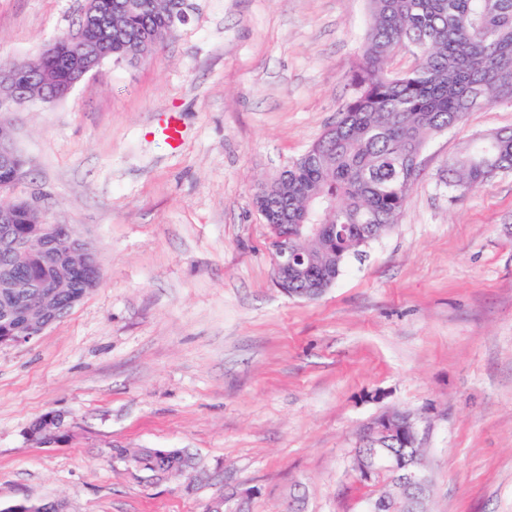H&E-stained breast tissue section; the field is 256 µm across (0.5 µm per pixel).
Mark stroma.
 Masks as SVG:
<instances>
[{"instance_id":"stroma-1","label":"stroma","mask_w":512,"mask_h":512,"mask_svg":"<svg viewBox=\"0 0 512 512\" xmlns=\"http://www.w3.org/2000/svg\"><path fill=\"white\" fill-rule=\"evenodd\" d=\"M149 59L105 62L62 101L0 112L27 161L17 198L72 225L100 280L29 342L0 345V512H365L363 428L418 422L428 512H512V171L452 201L439 174L512 103L435 135L392 230L318 299L273 279L253 189L346 103L367 0H189ZM85 0H0V58L37 56ZM176 113L182 145L153 130ZM59 416L47 447L32 425ZM186 448L156 482L112 449Z\"/></svg>"}]
</instances>
